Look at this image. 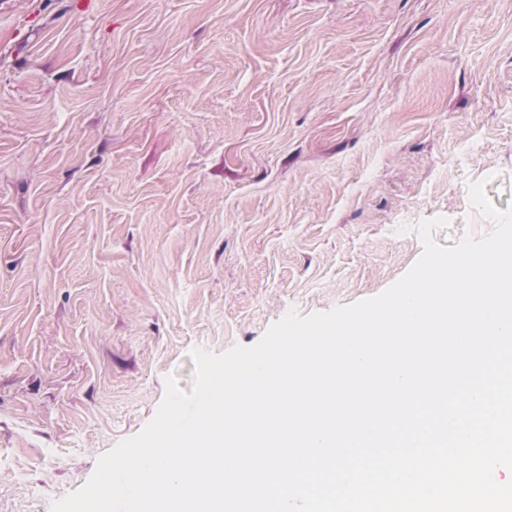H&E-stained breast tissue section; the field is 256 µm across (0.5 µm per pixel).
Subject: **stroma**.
<instances>
[{"instance_id": "35a3bbf8", "label": "stroma", "mask_w": 512, "mask_h": 512, "mask_svg": "<svg viewBox=\"0 0 512 512\" xmlns=\"http://www.w3.org/2000/svg\"><path fill=\"white\" fill-rule=\"evenodd\" d=\"M512 206V0H0V512L193 349L378 295Z\"/></svg>"}]
</instances>
